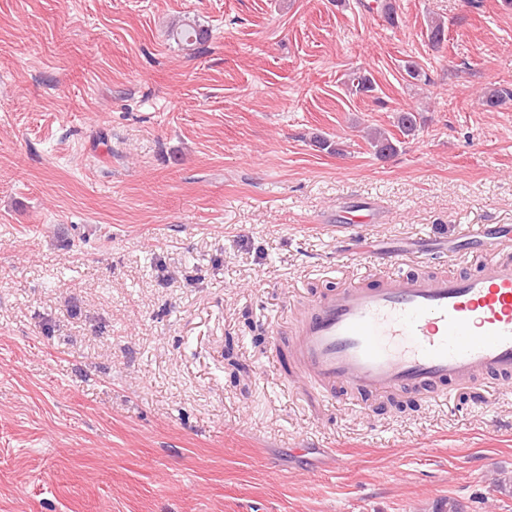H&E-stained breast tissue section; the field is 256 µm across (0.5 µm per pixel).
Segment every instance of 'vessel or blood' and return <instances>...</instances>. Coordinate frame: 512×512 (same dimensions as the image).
<instances>
[{
    "mask_svg": "<svg viewBox=\"0 0 512 512\" xmlns=\"http://www.w3.org/2000/svg\"><path fill=\"white\" fill-rule=\"evenodd\" d=\"M293 359L302 382L361 395L432 393L480 378L512 379V263L470 274L390 272L340 288L297 317Z\"/></svg>",
    "mask_w": 512,
    "mask_h": 512,
    "instance_id": "b4317fda",
    "label": "vessel or blood"
}]
</instances>
